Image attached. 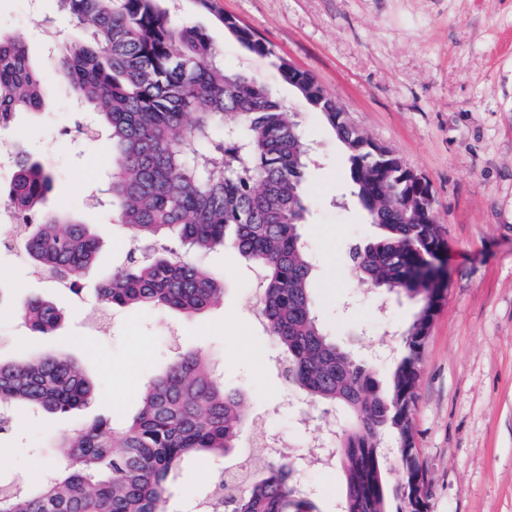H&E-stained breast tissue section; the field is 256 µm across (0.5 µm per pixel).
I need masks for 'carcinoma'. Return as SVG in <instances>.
Returning a JSON list of instances; mask_svg holds the SVG:
<instances>
[{
	"instance_id": "carcinoma-1",
	"label": "carcinoma",
	"mask_w": 512,
	"mask_h": 512,
	"mask_svg": "<svg viewBox=\"0 0 512 512\" xmlns=\"http://www.w3.org/2000/svg\"><path fill=\"white\" fill-rule=\"evenodd\" d=\"M85 30L51 62L76 98L95 112L112 144L108 204L133 243L124 263L97 290L101 313L148 306L192 316L224 299V288L203 268L166 248L143 261L138 247L177 235L189 250L231 243L263 272L260 313L284 356V375L314 403L343 407L350 421L335 440L346 478L344 512H427L415 499L428 485L423 461L396 448L394 463L379 451L383 434L411 433L401 405L416 392L423 329L431 307L421 306L407 330L405 355L382 387L371 365L349 355L327 334L312 299L311 271L301 225L309 201L303 191L309 142L300 124L263 81L225 69L208 33L178 22L161 0H58ZM224 31L249 52L272 56V46L226 15ZM281 79L311 89L321 113L345 148L351 193L379 235L350 250L371 288L408 300L424 299L423 272L446 246L435 228L429 185L411 179L397 156L379 157L370 141L325 97L315 77L282 59ZM41 69L27 46L0 32V131L18 113L40 114ZM5 197L26 218L20 249L45 278L72 288L97 260L99 242L68 213L43 209L53 176L41 162L17 154ZM17 310L35 332L52 334L63 312L28 298ZM96 390L69 358L47 355L0 361V435L31 411L69 415ZM250 426L242 394L224 388L209 360L181 354L152 377L129 423L106 420L58 433L61 449L50 471L19 489L0 482V512H169L170 481L196 455H224L239 447ZM399 473L395 489L388 474ZM297 465L269 456L247 474L245 489L219 485L212 512H316L297 486Z\"/></svg>"
}]
</instances>
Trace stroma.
I'll return each mask as SVG.
<instances>
[{
    "label": "stroma",
    "instance_id": "stroma-1",
    "mask_svg": "<svg viewBox=\"0 0 512 512\" xmlns=\"http://www.w3.org/2000/svg\"><path fill=\"white\" fill-rule=\"evenodd\" d=\"M167 0L173 17L206 29L232 71L259 76L298 114L316 162L303 184L310 204L301 227L313 266L319 317L344 350L364 357L404 351V333L420 308L359 278L348 252L376 236L349 193V162L334 131L270 58L243 49L224 30L235 16L275 51L312 74L340 99L354 125L398 154L430 186L433 218L447 243L440 308L421 354L413 410L415 445L428 469V512H512V0ZM68 36L80 30L57 0H0V31L24 42L42 64L41 115L18 114L0 132V151L26 153L54 173L45 207L76 215L99 240V260L79 291L35 275L15 249H0V283L13 300L46 298L66 319L53 335L32 332L13 311H0V360L60 351L95 385L97 397L78 416L30 414L0 436V479L40 478L53 433L105 417L123 425L138 410L149 378L177 355L200 350L220 369L224 386L241 392L260 433L283 434L293 458L305 456L301 418L314 427L343 426L340 407L313 404L281 374L282 354L254 312L260 270L230 246L185 253L224 286L223 303L187 317L147 307H116L96 324V289L123 262L128 235L108 206L87 199L90 180L107 185L111 145L74 136L73 95L47 65L44 19ZM232 459L199 457L171 487L170 512H192L209 479ZM318 512H341L339 465L309 461L296 473Z\"/></svg>",
    "mask_w": 512,
    "mask_h": 512
}]
</instances>
